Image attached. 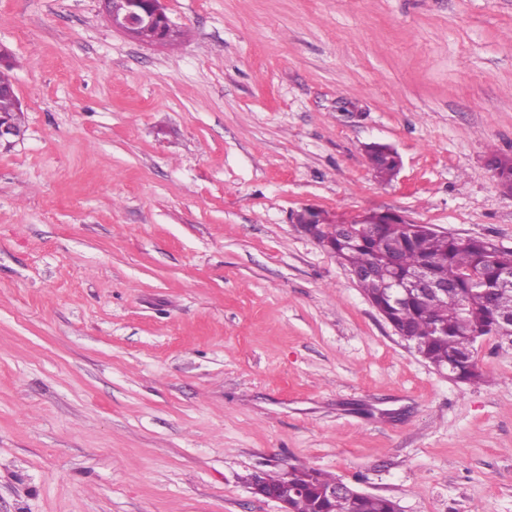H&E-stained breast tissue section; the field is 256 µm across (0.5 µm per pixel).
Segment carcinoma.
<instances>
[{"label": "carcinoma", "instance_id": "carcinoma-1", "mask_svg": "<svg viewBox=\"0 0 512 512\" xmlns=\"http://www.w3.org/2000/svg\"><path fill=\"white\" fill-rule=\"evenodd\" d=\"M22 113L17 96L0 95L1 117L21 128ZM367 157L379 178L389 181L397 174L398 162L385 147L369 146ZM488 166L503 188L512 186L511 157L493 152ZM316 232L332 241V253L343 265L362 272V291L432 366L439 370L452 362L460 382L482 380L484 370L475 358V345L486 336L499 335L500 316H512V287L499 282L501 273L512 271V251H500L485 238L447 239L402 221L370 224L361 235L356 222L318 224ZM422 268L448 284V297L392 300L384 283L407 280ZM285 480L301 488L291 500L292 512H396L395 500L385 496L321 498L318 489L337 479L318 469H295L286 476L264 473L269 488Z\"/></svg>", "mask_w": 512, "mask_h": 512}]
</instances>
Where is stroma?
<instances>
[{"mask_svg": "<svg viewBox=\"0 0 512 512\" xmlns=\"http://www.w3.org/2000/svg\"><path fill=\"white\" fill-rule=\"evenodd\" d=\"M0 0V512H280L325 471L401 512H512V342L437 372L300 233L392 212L512 249V0ZM393 146L391 181L367 144ZM113 0H107L106 6L109 12L104 9L105 14L112 25V29L120 32L124 36L133 39L141 29H152L156 32V39L153 46H160L164 41L168 29L173 28L174 24L168 22L169 28L158 30L157 25L165 17L166 7L164 0H130L131 5L128 9L116 10L112 4ZM488 166L493 171L499 184L507 189L512 183V158L500 156L492 152L488 158Z\"/></svg>", "mask_w": 512, "mask_h": 512, "instance_id": "35a3bbf8", "label": "stroma"}]
</instances>
